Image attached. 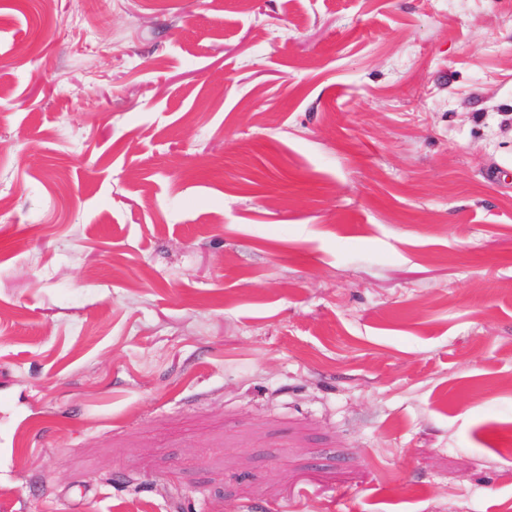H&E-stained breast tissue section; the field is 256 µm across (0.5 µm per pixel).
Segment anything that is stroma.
I'll list each match as a JSON object with an SVG mask.
<instances>
[{
	"label": "stroma",
	"instance_id": "35a3bbf8",
	"mask_svg": "<svg viewBox=\"0 0 512 512\" xmlns=\"http://www.w3.org/2000/svg\"><path fill=\"white\" fill-rule=\"evenodd\" d=\"M512 0H0V512H507Z\"/></svg>",
	"mask_w": 512,
	"mask_h": 512
}]
</instances>
